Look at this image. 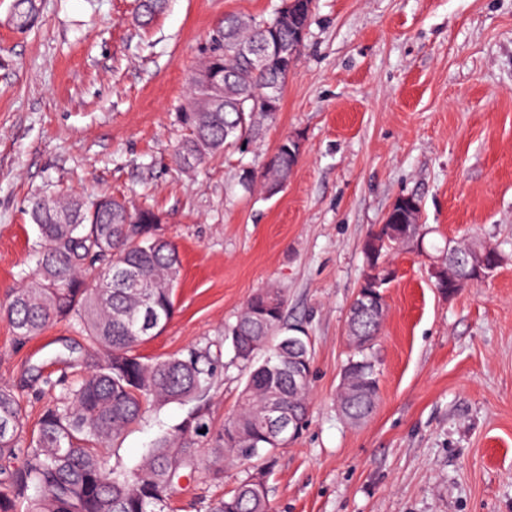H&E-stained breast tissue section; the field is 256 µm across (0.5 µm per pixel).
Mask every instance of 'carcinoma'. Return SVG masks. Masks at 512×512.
Listing matches in <instances>:
<instances>
[{
  "label": "carcinoma",
  "instance_id": "cac0c4a2",
  "mask_svg": "<svg viewBox=\"0 0 512 512\" xmlns=\"http://www.w3.org/2000/svg\"><path fill=\"white\" fill-rule=\"evenodd\" d=\"M165 0H141L138 22L146 26ZM37 0H15L12 24L34 26ZM288 39L277 27V14L266 20L229 15L211 36L206 56L191 82L187 103L176 119L187 134L178 144L175 163L193 169L218 153L259 134L266 112H236L220 102L207 112L197 103L209 95L206 81L224 82V97L247 105L271 89L283 92L289 70L278 61L259 69L235 52L238 40ZM297 161L288 139L263 165L260 183L285 181ZM419 205L413 196L393 203L385 221L401 223L406 209ZM29 214L39 232L36 269L15 289L5 312L20 339L40 335L53 324L70 320L96 350L93 371L64 388L60 401L47 408L29 442H24L25 413L15 393L0 386V512H173L171 492L185 470H193L194 438L206 430L215 459L269 460V424L261 415L274 398L283 413L308 417V393L296 384L295 368L311 363L309 337L288 335L283 326L286 299L275 290L255 294L236 323L224 331L234 360L247 374L240 410L213 432L204 414L186 418L174 434L154 444L146 461L129 470L111 469L104 449L138 422L150 407L192 402L209 388L210 358L187 356L145 361L134 354L174 313V289L164 284L178 278L181 261L167 238L155 240L159 217L150 207L136 208L110 195L87 201L81 197L50 200L34 196ZM382 314L355 324L370 342L354 349L346 365L348 390L339 403L348 419L364 420L373 411L378 374L368 351L378 336ZM249 474L212 512H269L267 486Z\"/></svg>",
  "mask_w": 512,
  "mask_h": 512
}]
</instances>
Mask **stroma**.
<instances>
[{"instance_id": "35a3bbf8", "label": "stroma", "mask_w": 512, "mask_h": 512, "mask_svg": "<svg viewBox=\"0 0 512 512\" xmlns=\"http://www.w3.org/2000/svg\"><path fill=\"white\" fill-rule=\"evenodd\" d=\"M280 0H168L149 28L138 0H39L36 24L0 0V304L35 266L33 195L112 194L150 204L181 260L175 311L137 352L209 355L198 403L128 428L108 463L130 468L194 408L220 428L245 375L224 330L257 292L286 299L311 342L309 418L266 474L271 512H512V0H313L281 108L253 140L179 169L175 113L226 15L269 17ZM305 148L270 197L245 174L289 135ZM402 195L419 199L422 249L392 254L372 358L379 398L350 422L337 393L353 354L347 309L362 247ZM496 247L500 266L451 297L429 266L447 240ZM95 361L62 321L18 342L0 316V386L34 430L56 395L40 376ZM174 489L176 512H209L249 465L212 479L208 441Z\"/></svg>"}]
</instances>
